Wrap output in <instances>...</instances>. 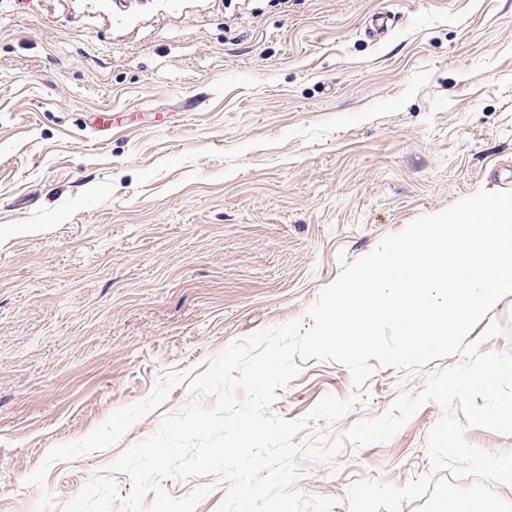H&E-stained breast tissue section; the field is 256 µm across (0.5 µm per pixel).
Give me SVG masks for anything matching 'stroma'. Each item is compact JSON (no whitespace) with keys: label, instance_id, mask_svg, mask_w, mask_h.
Segmentation results:
<instances>
[{"label":"stroma","instance_id":"stroma-1","mask_svg":"<svg viewBox=\"0 0 512 512\" xmlns=\"http://www.w3.org/2000/svg\"><path fill=\"white\" fill-rule=\"evenodd\" d=\"M480 189L512 190V0H0V512H63L339 254ZM403 381L376 368L333 435ZM351 393L311 359L273 410ZM440 415L300 488L405 484Z\"/></svg>","mask_w":512,"mask_h":512}]
</instances>
